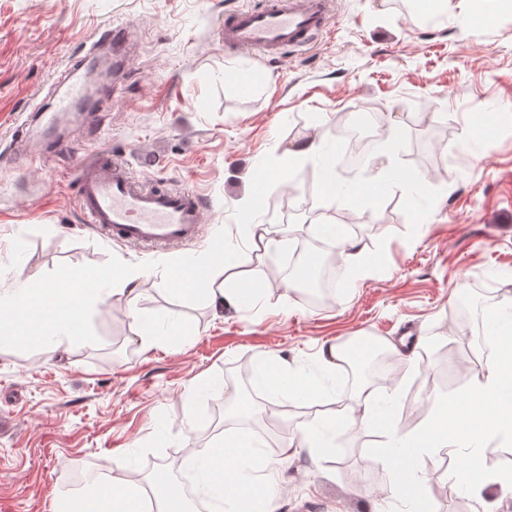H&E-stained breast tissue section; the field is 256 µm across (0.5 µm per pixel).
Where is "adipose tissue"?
Returning <instances> with one entry per match:
<instances>
[{"label": "adipose tissue", "instance_id": "adipose-tissue-1", "mask_svg": "<svg viewBox=\"0 0 512 512\" xmlns=\"http://www.w3.org/2000/svg\"><path fill=\"white\" fill-rule=\"evenodd\" d=\"M222 255L216 267L197 256L183 258L173 277L217 310L238 307L246 298L235 248L223 247ZM261 457L256 443L219 440L191 463L196 487L217 508L227 502L232 512H274L268 502L256 507L246 492ZM55 512H193V508L181 483L167 476H153L143 486L112 476L91 481L79 494L57 496Z\"/></svg>", "mask_w": 512, "mask_h": 512}]
</instances>
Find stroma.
Instances as JSON below:
<instances>
[{
  "label": "stroma",
  "mask_w": 512,
  "mask_h": 512,
  "mask_svg": "<svg viewBox=\"0 0 512 512\" xmlns=\"http://www.w3.org/2000/svg\"><path fill=\"white\" fill-rule=\"evenodd\" d=\"M258 0H0V293L16 271L41 277L62 264H140L153 256L107 239L79 214L68 183L78 157L121 150L137 177L201 191V237L176 254L212 258L217 241L241 247L240 269L257 288L239 308L216 311L169 298L163 275L139 278L135 300L98 304V344L0 348V512H52L53 494L77 468L123 469L129 482L171 472L220 435L260 441L266 464L251 491L280 488L279 512H393L383 442L368 426H337L316 456L295 449L298 426L355 407L345 367L325 370L322 346L358 345L353 363L394 359L396 425L416 432L440 393L470 384L489 351L460 297L512 303V0H451V14H423L415 0H337L328 29L272 61L230 53L216 26L228 9ZM493 11L492 20L481 15ZM137 24L135 51L111 83L95 82L92 112L39 138V160L14 162L11 135L33 109L49 107L70 57L110 24ZM248 75L226 82L225 72ZM376 113L384 140L350 171L334 135L341 115ZM323 153L288 171L299 144ZM251 207H244L245 196ZM267 225L281 245L245 249L246 225ZM337 224L374 264L371 277L342 269L318 303L274 279L301 236ZM188 317L190 337L143 349L128 315ZM411 335L416 356L397 350ZM288 362L325 392L269 394L242 370ZM212 387L194 391L195 383ZM245 402L229 427L214 408ZM455 451L424 457L420 477L435 512H512V491L463 493L448 473Z\"/></svg>",
  "instance_id": "1"
}]
</instances>
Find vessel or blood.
Returning <instances> with one entry per match:
<instances>
[{
  "mask_svg": "<svg viewBox=\"0 0 512 512\" xmlns=\"http://www.w3.org/2000/svg\"><path fill=\"white\" fill-rule=\"evenodd\" d=\"M332 16V0H259L254 7L226 13L218 34L227 50L274 58L288 49L310 46ZM132 28L129 22L112 25L98 40L82 47L69 62L66 90L54 109L30 113L28 121L14 130V141L28 140L32 124L52 128L61 115L84 100L94 75L91 63L102 52H110L113 69H125ZM73 182L85 223L115 242L154 251L195 241L202 233L206 210L202 193L155 188L132 176L112 149H98L84 158Z\"/></svg>",
  "mask_w": 512,
  "mask_h": 512,
  "instance_id": "vessel-or-blood-1",
  "label": "vessel or blood"
}]
</instances>
